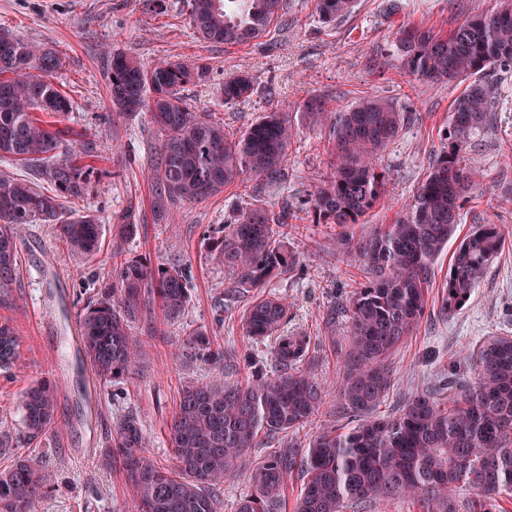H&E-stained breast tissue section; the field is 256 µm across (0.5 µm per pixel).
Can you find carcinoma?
Instances as JSON below:
<instances>
[{"label":"carcinoma","instance_id":"cac0c4a2","mask_svg":"<svg viewBox=\"0 0 512 512\" xmlns=\"http://www.w3.org/2000/svg\"><path fill=\"white\" fill-rule=\"evenodd\" d=\"M354 3L316 0V9L330 24L350 14ZM187 7L201 41L237 46L262 37L282 17L287 0H187ZM394 38L399 68L414 79L428 85L459 77L474 81L448 112L447 146L391 223L359 239L347 233L385 203L387 176L379 154L402 130L403 109L368 94L336 108L313 98L296 105L308 119H329L334 161L311 194L313 223L336 225L341 256L365 278L353 293L344 373L336 386L340 413L362 416L363 422L343 431L331 427L302 445L286 437L323 404L324 387L315 378L256 371L244 385L185 384L167 425L179 476L145 455L146 438L132 413L114 425L97 456L101 465L121 466L138 512H220L224 479L262 433L285 440L252 469L253 490L239 512H281L288 477L296 471L306 481L295 512H373L397 495L416 500L420 512H458L456 491L462 487L474 491L469 512H497L500 500L512 496V336H489L479 343L474 386L450 387L442 400L416 394L398 416H373L392 385L389 357L427 307L431 264L455 233L465 193L476 181L465 155L495 108L498 87L489 73L512 67V0L467 16L446 35L402 24ZM62 66L60 52L0 30V157L54 186L49 193L31 180L0 177V288L13 280L20 224H53L71 250L86 257L100 251L99 217L64 206L84 196L94 167L80 163V155L65 143V131L53 128L52 120L71 108L54 81ZM209 78L203 61L144 64L122 52L112 54L115 113L146 112L163 134L154 202L160 214L173 201L207 200L244 175L263 182L278 179L296 135L285 115L268 112L239 136L228 137L223 122L193 109L181 94L187 85ZM255 82L249 73L224 82V103L249 97ZM288 221V211L275 214L252 203L237 211L215 241L234 287L254 293L242 318L245 334L256 341L276 337L274 354L285 367L306 356L311 339L280 334L288 305L261 291L297 267L282 244ZM137 229L132 217L118 225L112 280L81 311L82 351L102 384L136 368L141 343L132 334L133 319L148 316L158 305L175 320L189 303L185 269L120 259L122 242ZM505 243L499 224H479L458 243L443 284L444 313L452 316L464 307ZM186 342L214 363L224 360V347L214 344L205 329L188 333ZM19 345L14 327L1 322L0 374L16 366ZM59 386L55 378L44 377L24 391L21 423L29 439L54 424ZM48 487V476L29 460H14L0 472V512H33Z\"/></svg>","mask_w":512,"mask_h":512}]
</instances>
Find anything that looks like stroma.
<instances>
[{
    "label": "stroma",
    "instance_id": "stroma-1",
    "mask_svg": "<svg viewBox=\"0 0 512 512\" xmlns=\"http://www.w3.org/2000/svg\"><path fill=\"white\" fill-rule=\"evenodd\" d=\"M386 4L357 0L350 15L325 24L315 0H288L269 34L227 47L196 38L183 0H0V28L63 52L64 66L55 81L72 103L63 125L86 162L104 172L85 197L67 202V209L96 214L107 225L134 216L139 231L124 243V257L184 267L190 293L178 320L169 322L157 313L152 323H134L132 332L142 343L135 372L101 387L91 400L77 376L69 375L53 426L42 439L20 442L21 395L30 383L48 375L49 352L63 345L69 315L79 313L110 277L112 237L104 235L99 254L89 260L70 252L52 225L18 227V266L11 298L0 303V323L9 322L18 331L21 358L13 377L0 374V423L9 427L0 431V469L23 457L50 474L51 485L35 512H136L122 471L96 465L82 456L83 448H103L117 418L132 411L147 438L146 456L159 467L176 470L167 425L182 385L216 379L236 385L246 383L256 370L279 373L273 341L256 342L244 335L241 319L249 300L228 295L232 277L212 249L236 210L258 200L292 215L295 228L284 245L296 255L298 269L270 282L266 291L288 305L284 333L310 336L309 354L298 369L325 387L324 406L292 438L305 443L337 425L335 384L343 373L350 297L363 276L341 258L336 226L311 220L307 201L330 170L329 128L306 125L295 106L313 95L341 106L367 93L406 107L408 121L381 158L388 173L387 204L349 228L354 237L370 235L411 200L444 141L448 112L466 86L461 79L427 86L400 71L396 26L408 23L446 34L469 14L495 7L496 0H399L392 14ZM116 51L145 63H208L209 80L188 86L184 96L197 110L219 117L228 135L241 133L264 113H287L298 135L281 179L265 184L244 176L210 199L178 201L166 214L156 215L153 197L162 136L146 114H113L108 74ZM246 71L256 75L257 92L224 104L225 80ZM501 82L493 124L477 136L467 156L479 184L463 207L455 232L459 239L479 224L512 231V71ZM451 254L444 249L435 260L428 306L389 358L394 384L379 415L398 414L418 392L445 397L451 380L473 386L474 347L488 336L512 335V243L489 267L468 303L448 316L438 298ZM195 328L207 330L215 342L233 350L234 360L214 363L187 350L184 334ZM280 441L277 435L260 436L257 447L238 460L220 493L221 512H238L241 499L251 491L253 467Z\"/></svg>",
    "mask_w": 512,
    "mask_h": 512
}]
</instances>
